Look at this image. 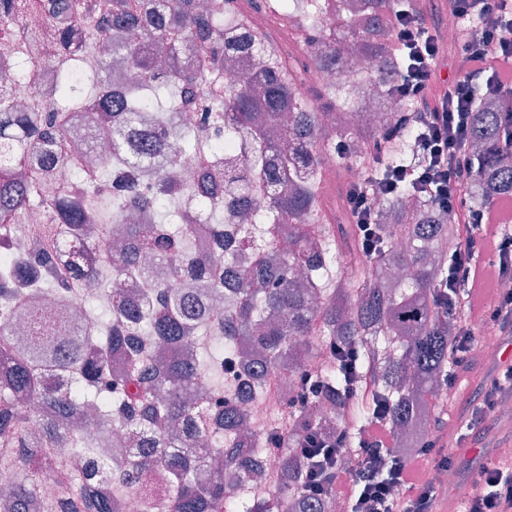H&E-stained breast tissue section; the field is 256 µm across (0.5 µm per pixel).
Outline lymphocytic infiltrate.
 I'll return each instance as SVG.
<instances>
[{"mask_svg":"<svg viewBox=\"0 0 512 512\" xmlns=\"http://www.w3.org/2000/svg\"><path fill=\"white\" fill-rule=\"evenodd\" d=\"M457 17H473L476 30L463 32L457 44L460 70L456 77L438 83V61L445 44L438 24L421 9L393 10L389 25L394 48L406 55L409 65L398 79L394 93L417 109L403 113L400 123L371 146V163L385 164L392 141L416 133L419 164L396 167L378 181L355 182L347 192L356 222L359 246L365 255L382 247L373 222L376 202L392 195L399 184L411 193L431 194L435 204L450 212L456 221L457 242L447 275L432 289L434 310L449 316L454 337L448 346L446 387L434 396L436 407L455 408L462 424L447 449L446 439L428 435L419 453L393 454L394 433L384 402L376 404L373 418L360 426L356 445L347 434L353 421L352 408L358 398H374L371 372L360 371L357 347L332 351L345 378L342 418L332 440L307 435L297 448L304 462L301 494L345 501L351 512H439L448 499L447 480L461 467L466 441L474 431L491 434L498 407L512 400V363H497L480 382V395L467 396L460 373L473 361V350L481 328L492 329L501 342H512V295L493 293L480 303L477 261L490 253L494 282L512 279V224L494 223V207H473L467 187L475 169L468 145L472 115L478 104L475 88L512 100V0H450ZM405 496L395 497L394 487ZM462 512H512V457L496 456L479 463L461 501Z\"/></svg>","mask_w":512,"mask_h":512,"instance_id":"lymphocytic-infiltrate-1","label":"lymphocytic infiltrate"}]
</instances>
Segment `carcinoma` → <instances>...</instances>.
I'll list each match as a JSON object with an SVG mask.
<instances>
[{
  "instance_id": "1",
  "label": "carcinoma",
  "mask_w": 512,
  "mask_h": 512,
  "mask_svg": "<svg viewBox=\"0 0 512 512\" xmlns=\"http://www.w3.org/2000/svg\"><path fill=\"white\" fill-rule=\"evenodd\" d=\"M300 42L285 47L234 20L238 33L216 31L224 14L271 9L269 0H214L210 12L197 0H47L54 20L53 39L61 56L72 55V28L110 41L112 54L128 62L138 78L124 83L105 59L83 79L72 55L58 66L59 95L52 107L17 109L0 92V470L15 474L0 486V512H122L123 497L140 495L143 512H329V501L297 492L302 461L282 456L285 481L260 499L237 492L261 473L265 442L241 433V404L263 392L266 376L278 365L301 378L305 361L322 347L350 344L360 348L364 365L378 373L382 399L390 404L393 429L420 447L433 409L430 396L448 370V342L453 323L432 308L431 289L448 271L456 245V227L428 195L416 197L406 211L403 190L376 204L374 224L384 240L378 254L359 262L349 274L347 253L355 242L348 219L330 220L320 179V154L340 142L368 147L381 130L358 118L354 124L320 123L321 112L351 110L342 84L313 88L305 73L314 66H336L343 46H353L373 64L370 78L391 83L402 62L393 51L387 17L405 0H301ZM30 0H0V50L14 47L15 22ZM181 18L176 29L163 18ZM201 45V67L186 70L179 45ZM239 54L255 61L251 75L220 86L210 83V69ZM209 97L213 124L243 139L240 160L224 157V142L201 145L189 129L162 126L169 114L193 106L196 94ZM472 122L471 153L476 174L468 197L472 205L512 195V168L497 149V107L482 103ZM89 109L77 127L72 114ZM81 136L94 151L100 138L112 146L110 165L89 167L41 192L52 176L51 162L68 158L71 138ZM204 150L201 183L224 180L227 193H251L259 182L264 197L250 209L259 232L247 225L234 247L253 256L239 269L224 246V221L237 204L200 194L195 187L167 176L180 154ZM415 135L399 139L390 165L417 156ZM368 154H347L361 177L380 170L367 165ZM160 172L153 192L137 200L141 223H124L130 197L112 192L116 181L127 190L142 169ZM205 217L217 211L207 245L195 247L186 224L185 200ZM31 206L47 212L45 222L24 223ZM331 222L320 240L305 232L309 220ZM410 247L399 252L396 235ZM66 250V264L52 259ZM155 266L178 276L179 261L211 273L199 288L173 291L155 277ZM236 288L231 312L215 314L211 298L224 293L228 272ZM303 271L323 301L310 302L309 290L294 280ZM141 279L147 284L135 300L114 288L105 300L74 295L78 281ZM212 336L211 352L193 358L183 348L194 336ZM225 376L229 388L211 377ZM327 401L338 406L344 391L339 366L322 372ZM294 403L286 445L316 433L336 436L341 417L316 413L317 402ZM127 435L130 448L112 451L106 437ZM58 480L57 495L37 498L41 484Z\"/></svg>"
}]
</instances>
